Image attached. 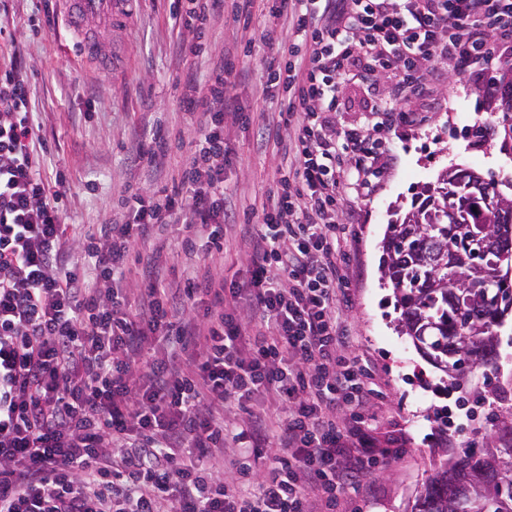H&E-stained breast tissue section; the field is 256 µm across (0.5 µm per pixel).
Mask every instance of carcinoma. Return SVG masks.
Here are the masks:
<instances>
[{
	"label": "carcinoma",
	"mask_w": 512,
	"mask_h": 512,
	"mask_svg": "<svg viewBox=\"0 0 512 512\" xmlns=\"http://www.w3.org/2000/svg\"><path fill=\"white\" fill-rule=\"evenodd\" d=\"M472 168L443 170L388 226L382 278L393 289L399 335L459 388L497 359V332L512 310V215ZM411 512H512V448H466L433 463Z\"/></svg>",
	"instance_id": "cac0c4a2"
}]
</instances>
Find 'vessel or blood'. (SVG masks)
Returning <instances> with one entry per match:
<instances>
[{
	"instance_id": "b4317fda",
	"label": "vessel or blood",
	"mask_w": 512,
	"mask_h": 512,
	"mask_svg": "<svg viewBox=\"0 0 512 512\" xmlns=\"http://www.w3.org/2000/svg\"><path fill=\"white\" fill-rule=\"evenodd\" d=\"M70 28L79 37L81 57L94 61L101 69L112 67V44L108 37L113 26L122 23L132 0H62Z\"/></svg>"
}]
</instances>
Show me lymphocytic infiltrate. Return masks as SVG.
<instances>
[{
  "instance_id": "f902f5d3",
  "label": "lymphocytic infiltrate",
  "mask_w": 512,
  "mask_h": 512,
  "mask_svg": "<svg viewBox=\"0 0 512 512\" xmlns=\"http://www.w3.org/2000/svg\"><path fill=\"white\" fill-rule=\"evenodd\" d=\"M269 80L263 146L281 162L243 227L249 277L225 283L224 116L236 66L191 83L194 152L170 194H132L130 224L73 234L64 179L40 173L14 39L0 69V512H335L336 497L398 456L366 410L372 370L345 355L351 225L339 202L372 193L389 152L368 127L337 131L336 95L358 64L399 68L374 113L412 124L424 66L483 73L512 49V0H276L260 35ZM203 266L159 272L166 224ZM146 270L135 297L131 265ZM163 356L149 349L155 338ZM260 397L273 410H248ZM248 420L226 419L231 409Z\"/></svg>"
}]
</instances>
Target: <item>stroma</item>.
<instances>
[{
	"label": "stroma",
	"instance_id": "1",
	"mask_svg": "<svg viewBox=\"0 0 512 512\" xmlns=\"http://www.w3.org/2000/svg\"><path fill=\"white\" fill-rule=\"evenodd\" d=\"M13 5L7 27L26 49L29 110L47 146L41 176L50 182L56 175L65 177L66 221L77 232L125 223L130 194L169 183V168L153 170L139 157L140 136L157 127L189 130L186 75L192 71L205 78L225 52L234 54L242 70L231 94L251 115L247 123L224 119L231 156L224 167L227 201L240 213L272 189L280 157L261 147L258 128L262 113L274 111L282 93L265 86L264 51L257 39L273 0H257L255 28L249 33L229 10L195 22L182 36L199 44L201 53L188 62L174 52L179 35L171 28L172 0H134L128 22L112 30L117 63L108 72L79 59L76 34L66 31L63 16L47 21L43 0H13ZM452 70V63L444 62L425 72L429 92L413 99L418 121L403 130L373 125L371 106L393 81V71L381 72L374 83L354 76L337 100V130L371 126L373 140L395 156L377 189L350 201L357 235L344 324L348 354L373 365L384 393L369 402L374 424L380 435L402 437L406 451L357 490L341 494L336 512H407L447 444L433 421L442 407H449L454 423L466 426L479 442L498 444L512 427V313L497 330L496 366L474 372L464 389L451 391L441 383L440 371L396 331L393 290L381 280V242L394 211H407L418 186L435 183L445 168L476 169L512 198V112L486 94L484 80L456 77ZM265 88L270 91L266 97L261 94Z\"/></svg>",
	"mask_w": 512,
	"mask_h": 512
}]
</instances>
